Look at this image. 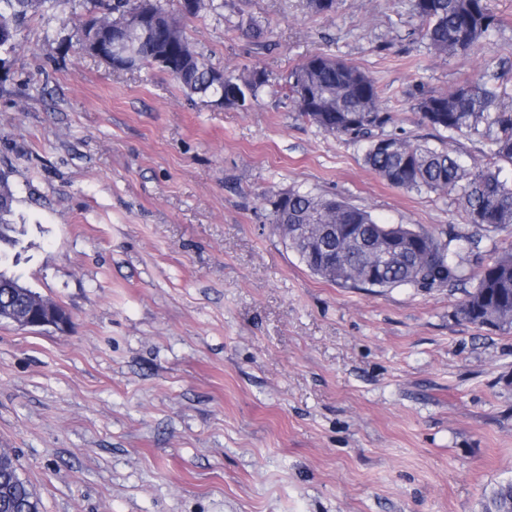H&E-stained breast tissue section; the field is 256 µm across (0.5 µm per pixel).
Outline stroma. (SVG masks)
<instances>
[{"mask_svg":"<svg viewBox=\"0 0 512 512\" xmlns=\"http://www.w3.org/2000/svg\"><path fill=\"white\" fill-rule=\"evenodd\" d=\"M413 3L226 0L181 18L215 69L266 72L245 110L157 68L113 71L62 20L22 24L0 61L20 240L6 269L70 323L0 321V448L41 512H481L512 479V330L463 320L459 290L327 282L268 222L267 196L295 189L426 232L469 269L512 246L491 231L460 250L455 196L387 184L288 94L296 67L333 54L375 79L403 137L484 167V138L433 130L412 97L481 78L512 107V0H490V40L447 59Z\"/></svg>","mask_w":512,"mask_h":512,"instance_id":"35a3bbf8","label":"stroma"}]
</instances>
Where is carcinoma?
Wrapping results in <instances>:
<instances>
[{
  "label": "carcinoma",
  "instance_id": "1",
  "mask_svg": "<svg viewBox=\"0 0 512 512\" xmlns=\"http://www.w3.org/2000/svg\"><path fill=\"white\" fill-rule=\"evenodd\" d=\"M103 12L77 27L83 49L98 43L105 48L112 32L98 26L109 14L124 17L139 10L153 12L161 24L157 51L141 56L136 68L157 66L173 76L188 98H212L230 108H245L258 100L267 83L265 73L251 69L224 75V87L213 84L210 66L189 43L169 15L164 0H98ZM78 0H0V54L14 52L22 22L31 14L54 16ZM421 33L430 50L440 57L465 54L494 31L499 19L489 0H414ZM289 93L299 114L319 130L366 142L365 164L389 185L408 191L442 192L457 196L464 223L477 230L512 229V180L501 178L499 163L512 165V111L497 106L496 90L476 79L448 92H419L413 109L436 131L452 136L478 134L491 145L486 166L469 169L446 148L411 142L398 134L375 137L374 131L394 123V115L379 107L375 80L355 65L321 53L309 57L290 76ZM15 196L6 172L0 170V245L14 248L19 240L11 216ZM269 223L305 224L311 237L325 225H336L331 248L312 257L304 240L291 248L305 266L322 279L342 286L373 288V277L383 287H450L471 284L458 313L468 323L498 330L512 329V249L495 251L489 261L470 274L462 262L448 256L447 248L425 232L404 224H381L366 210L335 196L299 190L269 198ZM397 239L384 266L375 248ZM16 278L0 270V305L16 304L21 297L8 284ZM0 512H40L39 499L18 473L14 457L0 454ZM482 512H512V479L484 495Z\"/></svg>",
  "mask_w": 512,
  "mask_h": 512
}]
</instances>
